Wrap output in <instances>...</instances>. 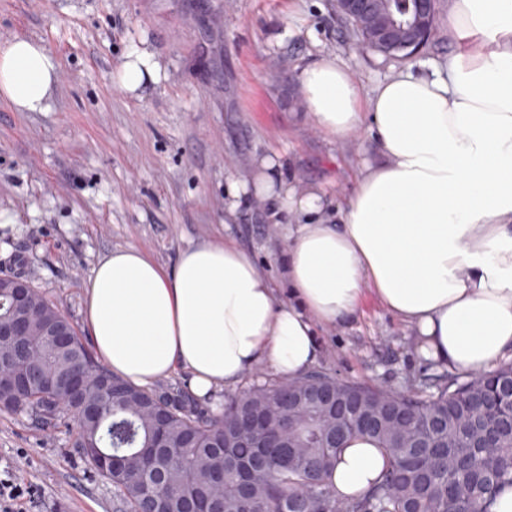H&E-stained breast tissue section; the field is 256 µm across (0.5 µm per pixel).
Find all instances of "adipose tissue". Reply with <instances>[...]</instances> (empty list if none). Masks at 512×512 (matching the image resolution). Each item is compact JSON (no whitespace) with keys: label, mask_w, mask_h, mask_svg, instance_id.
<instances>
[{"label":"adipose tissue","mask_w":512,"mask_h":512,"mask_svg":"<svg viewBox=\"0 0 512 512\" xmlns=\"http://www.w3.org/2000/svg\"><path fill=\"white\" fill-rule=\"evenodd\" d=\"M457 49L445 62L406 70L363 93L350 69L322 58L300 70L307 116L333 138L372 131L380 160L332 206L325 191L283 181L257 159L248 182H231L235 214L253 191L272 216H288L284 268L291 298L234 243L203 241L165 268L134 247L97 263L84 317L102 361L140 387L178 371L210 398L265 362L306 372L319 355L316 326L343 325L364 293L419 336L426 359L461 372L512 360V0H448ZM162 66L133 46L116 73L138 94ZM56 62L32 39L0 44V100L42 112ZM386 466L381 450L351 439L328 480L337 494L366 492Z\"/></svg>","instance_id":"adipose-tissue-1"}]
</instances>
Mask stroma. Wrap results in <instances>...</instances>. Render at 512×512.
<instances>
[{"label": "stroma", "instance_id": "35a3bbf8", "mask_svg": "<svg viewBox=\"0 0 512 512\" xmlns=\"http://www.w3.org/2000/svg\"><path fill=\"white\" fill-rule=\"evenodd\" d=\"M16 37L48 47L58 83L45 112L0 101V271L24 273L81 334L94 267L130 246L170 267L199 241L235 243L287 299V225L254 195L227 216L226 184L268 155L283 179L341 204L377 143L321 133L300 104L299 70L333 58L368 90L404 67L361 54L335 0H0V41ZM135 43L166 74L137 96L115 84ZM316 339L317 369L348 382L419 394L444 371L369 293L355 319ZM73 436L0 412V477L21 485L28 512H115Z\"/></svg>", "mask_w": 512, "mask_h": 512}]
</instances>
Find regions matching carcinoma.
Instances as JSON below:
<instances>
[{"mask_svg": "<svg viewBox=\"0 0 512 512\" xmlns=\"http://www.w3.org/2000/svg\"><path fill=\"white\" fill-rule=\"evenodd\" d=\"M13 274L0 275V319L11 312ZM17 364L65 385L78 368L87 377L82 399L35 385L15 406L35 424L57 429L73 417L74 448L90 472L112 484L118 512H489L497 489L512 483V419H497L495 447L480 448L488 395L503 394L512 366L472 374L461 383L443 373L422 397L341 381L325 371L269 380L232 397L217 416L185 394L156 393L113 375L72 323L38 289ZM55 322L70 332L56 346L44 330ZM302 390L352 394L363 414H383L362 429L336 422V412L296 398ZM354 436L375 441L388 460L379 482L354 498L336 495L324 477Z\"/></svg>", "mask_w": 512, "mask_h": 512, "instance_id": "cac0c4a2", "label": "carcinoma"}]
</instances>
